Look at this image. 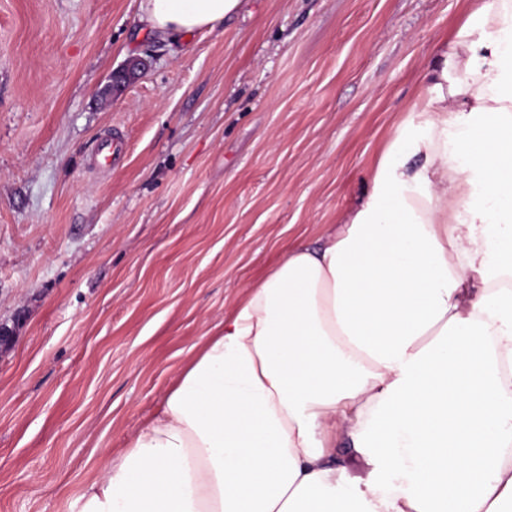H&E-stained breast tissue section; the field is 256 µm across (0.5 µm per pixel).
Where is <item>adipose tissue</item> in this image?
I'll return each mask as SVG.
<instances>
[{"label":"adipose tissue","instance_id":"obj_1","mask_svg":"<svg viewBox=\"0 0 512 512\" xmlns=\"http://www.w3.org/2000/svg\"><path fill=\"white\" fill-rule=\"evenodd\" d=\"M243 3L141 10L174 45ZM78 512H512V0H472L369 192L247 286Z\"/></svg>","mask_w":512,"mask_h":512}]
</instances>
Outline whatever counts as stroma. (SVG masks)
<instances>
[{
    "mask_svg": "<svg viewBox=\"0 0 512 512\" xmlns=\"http://www.w3.org/2000/svg\"><path fill=\"white\" fill-rule=\"evenodd\" d=\"M467 10L245 0L171 46L140 0H0V512H77L246 286L369 190ZM146 68V62L141 59H132L126 66L112 76V84L108 89L109 94L121 89L126 83L130 82L139 73H142Z\"/></svg>",
    "mask_w": 512,
    "mask_h": 512,
    "instance_id": "obj_1",
    "label": "stroma"
}]
</instances>
